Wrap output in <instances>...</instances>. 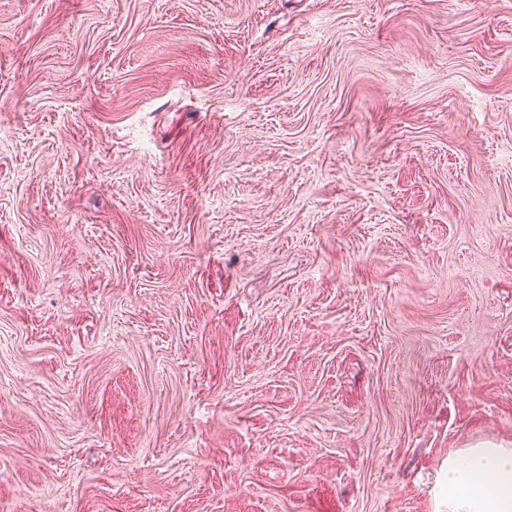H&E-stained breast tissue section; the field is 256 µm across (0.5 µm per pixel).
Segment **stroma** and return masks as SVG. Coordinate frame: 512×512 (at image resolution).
Returning <instances> with one entry per match:
<instances>
[{"label": "stroma", "instance_id": "stroma-1", "mask_svg": "<svg viewBox=\"0 0 512 512\" xmlns=\"http://www.w3.org/2000/svg\"><path fill=\"white\" fill-rule=\"evenodd\" d=\"M512 448V0H0V512H451ZM446 480L454 512H512L511 448H469L448 462Z\"/></svg>", "mask_w": 512, "mask_h": 512}]
</instances>
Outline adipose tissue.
I'll use <instances>...</instances> for the list:
<instances>
[{
    "mask_svg": "<svg viewBox=\"0 0 512 512\" xmlns=\"http://www.w3.org/2000/svg\"><path fill=\"white\" fill-rule=\"evenodd\" d=\"M456 512H512V449L470 448L448 463Z\"/></svg>",
    "mask_w": 512,
    "mask_h": 512,
    "instance_id": "ef3b65f1",
    "label": "adipose tissue"
}]
</instances>
